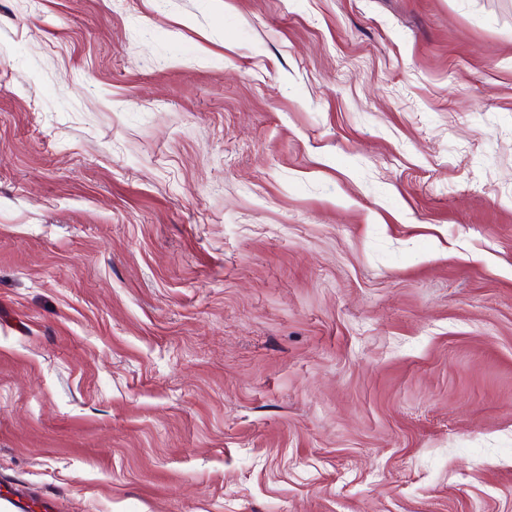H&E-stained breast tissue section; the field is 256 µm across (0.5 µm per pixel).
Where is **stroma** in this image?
I'll use <instances>...</instances> for the list:
<instances>
[{
  "label": "stroma",
  "instance_id": "obj_1",
  "mask_svg": "<svg viewBox=\"0 0 512 512\" xmlns=\"http://www.w3.org/2000/svg\"><path fill=\"white\" fill-rule=\"evenodd\" d=\"M0 512H512V0H0Z\"/></svg>",
  "mask_w": 512,
  "mask_h": 512
}]
</instances>
